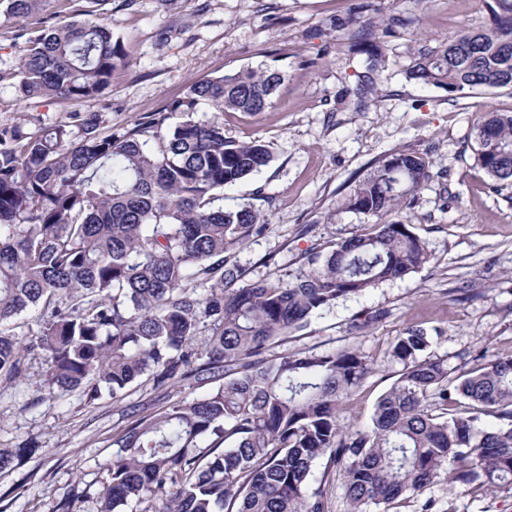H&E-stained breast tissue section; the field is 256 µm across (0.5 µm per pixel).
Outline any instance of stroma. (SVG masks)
I'll use <instances>...</instances> for the list:
<instances>
[{
    "mask_svg": "<svg viewBox=\"0 0 512 512\" xmlns=\"http://www.w3.org/2000/svg\"><path fill=\"white\" fill-rule=\"evenodd\" d=\"M354 0H46L34 15L0 23V127H40L97 114L101 132L132 125L144 113L180 97L190 81L271 66L284 74L271 106L258 114L227 112L224 135L259 139L274 159L260 173L225 188L223 204L266 207L267 231L236 255L245 283L285 275L314 243L354 230L370 231L361 215L340 211L349 178L385 152L426 153L433 171H447L451 200L436 184L418 191L399 217L425 239L431 265L338 301L312 317L288 351L358 348L370 370L346 402L343 423L364 429L378 397L401 365L392 345L408 326L436 337L431 355L464 368L476 354L512 355V189L488 192L487 177L464 147L481 113L512 112V89L451 94L407 81L414 53L491 21L493 0H367L386 55L374 91L356 107V63L338 24ZM416 18L413 34L386 32L393 14ZM101 17L122 40L128 64L108 92L82 102L21 99L17 64L34 30L73 18ZM383 318L357 328L361 311ZM182 381L158 390L141 377L122 397L52 393L41 353L28 356L23 377L0 383V448L33 441L37 450L0 472V512H56L78 496L79 512H97L108 483L112 436L133 417L160 412L213 390ZM512 512V491L450 493L445 483L398 499L393 512Z\"/></svg>",
    "mask_w": 512,
    "mask_h": 512,
    "instance_id": "obj_1",
    "label": "stroma"
}]
</instances>
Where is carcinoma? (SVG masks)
<instances>
[{"mask_svg":"<svg viewBox=\"0 0 512 512\" xmlns=\"http://www.w3.org/2000/svg\"><path fill=\"white\" fill-rule=\"evenodd\" d=\"M0 1L6 21L47 2ZM494 3L489 27L420 51L406 77L450 93L512 89V0ZM364 9L352 4L339 28L374 73L385 57ZM124 64L111 23L70 20L28 39L17 91L26 100L101 97ZM283 79L264 67L196 80L108 134L95 114L79 135L67 123L0 130V380L21 378L40 350L59 396L105 390L116 399L144 375L156 389L222 381L112 435L99 512H330L337 478L351 512L441 479L464 492L512 491V355L484 353L456 374L427 355L426 329L408 327L392 348L401 373L358 430L339 415L369 372L361 353L277 351L337 301L431 262L427 242L392 218L432 181L421 153H385L354 180L341 209L374 219L373 232L315 243L284 277L239 285L235 254L265 233L268 215L217 201L273 155L260 140L225 138L224 122L197 112H263ZM470 140L490 190L512 188V112L484 113ZM28 310L39 312V329L26 342L15 323ZM206 323L199 365L192 344ZM486 417L496 424L483 425ZM30 452L1 449L0 471Z\"/></svg>","mask_w":512,"mask_h":512,"instance_id":"carcinoma-1","label":"carcinoma"}]
</instances>
